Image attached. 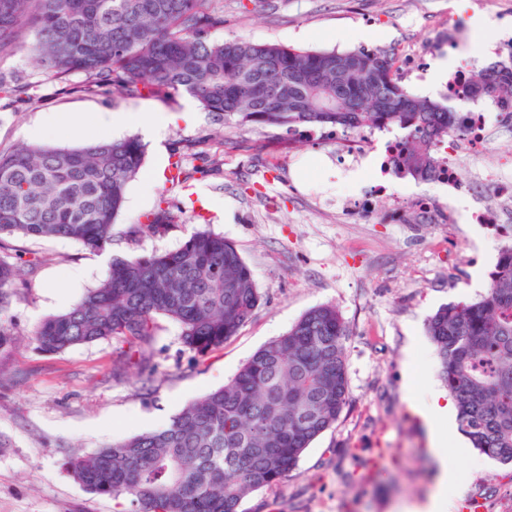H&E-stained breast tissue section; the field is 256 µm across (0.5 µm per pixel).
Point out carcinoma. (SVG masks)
<instances>
[{
    "label": "carcinoma",
    "instance_id": "1",
    "mask_svg": "<svg viewBox=\"0 0 512 512\" xmlns=\"http://www.w3.org/2000/svg\"><path fill=\"white\" fill-rule=\"evenodd\" d=\"M222 27L215 0H0V57L29 30L36 65L54 78L85 74L89 93L107 87L119 97L169 99L184 92L240 126L332 125L355 134L396 127L405 135L394 172L422 181L433 176L438 145L470 122L462 106L402 85L385 51L213 39ZM0 90L16 102L33 100L29 84L2 73ZM464 99L512 115V53L469 78ZM145 154L137 135L0 151V314L8 288L31 269L1 236L62 237L105 252ZM197 160L187 169L176 154L171 180L207 175L208 157ZM144 219L133 233L156 235L174 222L161 206ZM259 301L237 247L200 230L174 251L111 260L100 285L42 320L34 336L50 353L112 338L142 358L166 317L180 326L184 347L203 357L223 348ZM427 335L460 431L481 453L512 463V245L500 249L480 299L440 308ZM347 336L335 306L313 308L165 427L71 457L63 468L92 494L125 498L130 512H238L250 493L287 478L341 417Z\"/></svg>",
    "mask_w": 512,
    "mask_h": 512
}]
</instances>
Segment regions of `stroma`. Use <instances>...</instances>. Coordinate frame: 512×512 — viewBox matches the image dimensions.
Here are the masks:
<instances>
[{"mask_svg": "<svg viewBox=\"0 0 512 512\" xmlns=\"http://www.w3.org/2000/svg\"><path fill=\"white\" fill-rule=\"evenodd\" d=\"M484 20L494 38L477 45L469 18ZM467 32L465 42L455 33ZM217 38H244L310 50L357 47L390 54L404 85L435 101L446 87L427 90L411 80L420 58L451 57L484 68L512 37V0H224ZM0 72L29 83L31 103L0 93V150L27 143L31 129L51 125L44 144L79 147L111 136L110 112H178L180 98H121L82 89L86 77L56 81L25 46L0 59ZM192 154L204 148L215 160L189 188L151 182L157 147ZM349 178L336 164V130L221 123L197 110L193 120L169 125L160 144H148L145 163L130 182L112 229L115 257L179 248L209 225L239 249L255 273L260 304L223 349L201 358L187 350L175 322L159 318L149 362L135 365L114 340L42 351L34 331L44 318L66 311L103 279L101 254L63 238L16 237L12 243L38 267L10 290L0 315L11 341L0 347V512H127L125 499L87 492L62 464L123 437L170 422L189 402L229 381L261 347L284 335L310 309L331 304L343 318L348 403L336 424L317 437L288 478L260 488L239 512H395L421 500L434 477L425 435L404 388L412 359L416 389H441L434 347L426 334L437 310L480 297L476 272H491L503 237L482 224H416L372 206L363 219L342 206L373 179ZM175 224L160 235L131 227L156 207ZM81 278H72L73 270ZM467 491L456 512L481 501L484 512H512V465L475 448L451 456Z\"/></svg>", "mask_w": 512, "mask_h": 512, "instance_id": "35a3bbf8", "label": "stroma"}]
</instances>
